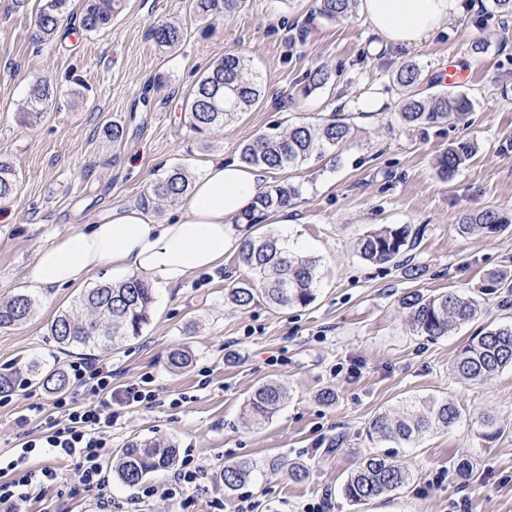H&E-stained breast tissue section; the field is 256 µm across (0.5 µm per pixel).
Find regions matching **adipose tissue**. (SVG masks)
<instances>
[{
	"label": "adipose tissue",
	"instance_id": "adipose-tissue-1",
	"mask_svg": "<svg viewBox=\"0 0 512 512\" xmlns=\"http://www.w3.org/2000/svg\"><path fill=\"white\" fill-rule=\"evenodd\" d=\"M464 9V0H360L373 32L405 46L426 41ZM268 175L265 167L209 161L177 213L156 222L134 206L113 208L87 229L58 236L41 249L27 280L47 294L109 267L148 274L166 286L183 283L222 265L226 252L241 247L245 213L266 192Z\"/></svg>",
	"mask_w": 512,
	"mask_h": 512
}]
</instances>
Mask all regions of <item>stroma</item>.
<instances>
[{
    "label": "stroma",
    "mask_w": 512,
    "mask_h": 512,
    "mask_svg": "<svg viewBox=\"0 0 512 512\" xmlns=\"http://www.w3.org/2000/svg\"><path fill=\"white\" fill-rule=\"evenodd\" d=\"M465 2V14L422 45L375 50L365 17L330 21L312 14L313 0H243L234 16L210 21L197 17L192 0H126L105 34L83 33L85 2L71 0L68 20L49 41L34 26L39 0L23 8L0 0V161L20 176L18 193L0 201V301L28 290V266L55 237L85 229L114 206H140L172 166L193 177L205 160L239 159L242 144L276 123L335 114L350 126L346 142L323 160L272 173V183L299 190L295 223L268 219L248 230L274 234L289 251L318 260L309 306L283 309L261 297L245 307L228 302L227 289L250 276L238 252H228L215 271L155 285L141 336L91 353L60 349L48 334L81 290L38 297L26 323L0 329V371L24 378L0 401V455L56 416V394L37 383L35 368L64 370L89 358L111 365L116 387L153 377L157 404L129 410L112 429L111 451L148 439L194 458L208 478L188 491L193 512H210L217 498L224 512L241 503L251 512H304L322 500L329 512H512V369L482 383L455 370L472 336L512 325V227L483 239L456 228L465 209L512 208V20L501 21L493 0ZM174 21L183 42L158 47L151 27ZM478 39L484 50L475 54ZM228 54L250 59L263 97L224 129L197 135L185 104ZM407 60L422 70L419 92L477 100L467 121L425 131L401 122L395 74ZM322 66L331 80L306 90L307 74ZM38 78L57 94L27 126L22 112ZM376 95L387 99L383 110L362 111L361 101ZM114 125L123 129L116 142L106 135ZM461 137L476 152L452 180L442 179L436 158ZM381 224L417 231L407 258L373 265L360 257L359 240ZM412 266L419 277L409 276ZM449 290L477 300L476 318L437 340L417 335L403 297ZM179 346L190 349L192 362L174 371L166 356ZM265 383L279 384L287 397L257 428L247 422L246 401ZM327 391L332 401L323 400ZM409 398L450 401L460 417L409 445L371 437V421L399 415ZM31 403L41 412L28 411ZM375 453L391 455L413 481L365 503L346 501L340 489L348 474ZM462 457L470 463L464 481L453 467ZM246 458L302 463L310 475L297 483L279 468L225 492V467ZM55 466L66 495L46 493L27 512H96L94 493L77 484L76 462Z\"/></svg>",
    "instance_id": "obj_1"
}]
</instances>
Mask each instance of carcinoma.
<instances>
[{
    "instance_id": "cac0c4a2",
    "label": "carcinoma",
    "mask_w": 512,
    "mask_h": 512,
    "mask_svg": "<svg viewBox=\"0 0 512 512\" xmlns=\"http://www.w3.org/2000/svg\"><path fill=\"white\" fill-rule=\"evenodd\" d=\"M242 0H193L198 16L217 20L234 12ZM68 0H44L36 12L34 24L42 38L50 40L58 33L67 14ZM359 0H314V12L331 20L347 21L357 14ZM122 0H86L81 28L89 33H100L112 25V16L121 9ZM151 36L161 47L175 48L183 37L180 27L165 23L151 29ZM419 66L402 63L396 73L402 99L399 113L403 122L419 129L434 127L449 118L463 120L474 109V101L466 94L452 95L446 91L420 97L415 93L420 83ZM53 95L51 86L39 80L32 86L27 115H40ZM262 96V85L254 75L250 60L242 55H226L196 85L185 112L190 128L204 135L233 122L238 115L250 110ZM350 128L336 118L321 122L291 124L287 129L272 127L245 143L240 152L241 162L248 166L286 170L297 167L312 156L321 157L337 148L347 139ZM475 145L460 138L448 144L437 157L439 175L452 179L459 168L473 154ZM19 177L7 163L0 162V198L18 191ZM189 180L180 167H175L164 178L153 184L151 192L142 198L148 206L157 200H177L186 195ZM298 197L295 186L286 183L272 185L257 198L246 213L247 223L259 224L278 210L292 205ZM512 224V213L498 209H471L461 213L457 228L464 235L488 237ZM416 233L411 225H383L370 231L358 244L360 257L373 264H384L397 259L412 247ZM240 261L249 268L254 279L246 286L233 288L228 299L241 307L262 296L273 305L306 307L317 291L318 260L289 252L273 235L251 238L240 248ZM154 302L153 288L138 276L119 283L100 284L89 289L80 299V313L65 312L51 323L49 335L61 347L107 350L125 341L141 336L149 323ZM409 310L414 330L430 338L448 335L453 326L464 324L477 315V304L470 298L453 292L435 295L410 293L403 299ZM36 300L25 292H18L6 302H0V328L6 329L25 323L33 315ZM192 362L190 351L175 349L167 355V364L173 370L184 369ZM512 367V326L483 330L458 354L456 369L465 379L478 382L491 380L500 370ZM42 384L50 390H61L68 385L61 370L45 374ZM286 399L283 388L264 384L256 388L247 400L251 424L267 419ZM459 418L457 408L448 402L408 399L405 413L397 418L378 415L370 429L384 441L410 443L434 428H447ZM175 460V449L152 441H131L121 449L114 470L118 478L129 486L137 485L147 475L169 467ZM262 469L256 461H240L224 468L222 480L228 492L237 489ZM412 479V474L397 465L388 455H373L364 459L348 475L342 487L343 497L359 504L385 496Z\"/></svg>"
}]
</instances>
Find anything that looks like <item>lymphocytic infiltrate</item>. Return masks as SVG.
I'll use <instances>...</instances> for the list:
<instances>
[{
    "label": "lymphocytic infiltrate",
    "mask_w": 512,
    "mask_h": 512,
    "mask_svg": "<svg viewBox=\"0 0 512 512\" xmlns=\"http://www.w3.org/2000/svg\"><path fill=\"white\" fill-rule=\"evenodd\" d=\"M71 380L80 387L100 394L101 401L94 406H80L68 397H57L53 403L58 416L44 432L22 442L7 459H0V506L10 512H19L30 503L35 493L49 487H61L58 470L51 459H73L77 462V483L83 489L95 492L98 512H112V496L103 475L102 461L110 447L108 435L125 410L133 406L155 404L158 393L150 378L126 384L121 390L112 388V369L90 361H74L68 366ZM43 456L47 465L34 468L31 457ZM207 474L192 459H183L163 486H142L136 500L144 502L155 494L171 500H181L183 508H190L184 499L186 487L200 485Z\"/></svg>",
    "instance_id": "obj_1"
}]
</instances>
